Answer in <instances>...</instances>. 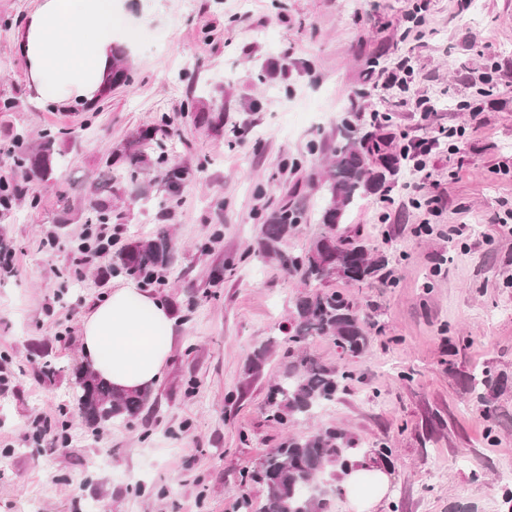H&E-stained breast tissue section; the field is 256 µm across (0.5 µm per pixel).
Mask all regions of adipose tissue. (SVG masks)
<instances>
[{
    "instance_id": "1",
    "label": "adipose tissue",
    "mask_w": 512,
    "mask_h": 512,
    "mask_svg": "<svg viewBox=\"0 0 512 512\" xmlns=\"http://www.w3.org/2000/svg\"><path fill=\"white\" fill-rule=\"evenodd\" d=\"M120 0H38L15 43L35 100L60 106L88 103L106 88L112 50L132 36L113 17ZM176 319L163 301L129 282L112 289L82 323L88 368L120 391H143L162 377L171 354ZM350 512H370L385 495L389 477L378 467L349 472Z\"/></svg>"
}]
</instances>
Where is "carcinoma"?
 Segmentation results:
<instances>
[{
    "mask_svg": "<svg viewBox=\"0 0 512 512\" xmlns=\"http://www.w3.org/2000/svg\"><path fill=\"white\" fill-rule=\"evenodd\" d=\"M129 81L126 52L117 47L112 51L110 86ZM193 121L217 131L224 126V106L214 107L209 112H194ZM154 132L153 128L142 130L105 156L94 190L85 199L86 223L112 221V181L118 178L112 166L118 160L125 164V171L132 180L144 170L154 168L162 172L169 190L181 187L189 169L172 161L164 145H157L154 156L137 148L140 142L152 138ZM56 140L57 132L51 129L42 131L34 146L24 136L17 137L13 162L24 182L39 184L51 178L55 169ZM331 154L329 170L321 182L320 223L326 227V232L301 255L285 250V243L301 219L298 206L286 205L268 213L252 252L276 259L288 272L309 281L322 282L333 274L354 283L368 279L381 281V270L389 264L387 256L373 259L357 236H335L333 231L360 197L376 191L387 177L396 173L398 156L390 150V139L385 135L358 140L349 133L336 143ZM172 260L169 234L164 231L154 239L134 242L121 250L112 265V273L151 279L154 272L169 267ZM310 336H329L351 356L361 354L369 343L367 323L341 293L318 292L298 298L287 336L288 354L295 360L267 386L270 420L285 427L309 420L336 400L350 378V372L301 353L302 343ZM268 352L266 347L253 352L246 365L248 376H260ZM146 399L147 395L136 392H114L109 383L88 369L77 372L71 395L78 414L96 429L116 419L136 417ZM356 452L355 442L345 430L336 427L310 435L287 436L269 453L264 468L252 475L265 492L259 512H327V497L312 493V487L318 484L317 476L329 466L349 471L357 466Z\"/></svg>",
    "mask_w": 512,
    "mask_h": 512,
    "instance_id": "carcinoma-1",
    "label": "carcinoma"
}]
</instances>
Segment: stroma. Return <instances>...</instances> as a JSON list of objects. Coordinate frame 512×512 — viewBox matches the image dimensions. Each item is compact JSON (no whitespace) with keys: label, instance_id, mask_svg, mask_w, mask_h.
<instances>
[{"label":"stroma","instance_id":"35a3bbf8","mask_svg":"<svg viewBox=\"0 0 512 512\" xmlns=\"http://www.w3.org/2000/svg\"><path fill=\"white\" fill-rule=\"evenodd\" d=\"M36 0H0V170L17 134L59 131L52 178L15 202L0 234L15 271L0 277V512H234L246 481L283 438L266 418V383L288 362L282 333L297 298L340 291L371 325L353 357L314 336L305 352L353 378L308 434L345 429L390 478L375 512H512L501 489L512 473V0H123L117 29H132V80L96 102L33 101L14 47ZM411 60L408 92L387 71ZM379 59L370 67L371 59ZM488 89L481 97L479 89ZM429 96V116L414 101ZM224 107L215 133L183 106ZM387 113L393 145L460 128L427 171L398 174L348 213L340 229L390 256V282L314 286L277 260L252 255L265 215L293 202L305 212L289 241L305 250L323 230L320 174L344 122L373 134ZM168 124L157 127L158 117ZM190 180L170 195L159 172L112 197L120 245L167 230L174 262L151 291L178 321L168 370L141 414L92 430L73 410L81 326L117 284L110 256L74 274L84 198L111 145L148 126ZM70 209L60 213V196ZM269 347L259 379L252 352ZM56 366L44 379L33 357ZM498 377L494 415L468 385Z\"/></svg>","mask_w":512,"mask_h":512}]
</instances>
